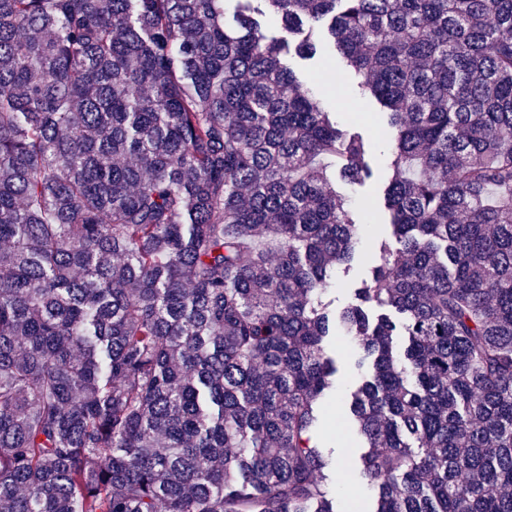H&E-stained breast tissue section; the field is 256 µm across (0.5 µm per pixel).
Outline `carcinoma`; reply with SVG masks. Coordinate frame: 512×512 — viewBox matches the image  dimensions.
I'll return each mask as SVG.
<instances>
[{"mask_svg": "<svg viewBox=\"0 0 512 512\" xmlns=\"http://www.w3.org/2000/svg\"><path fill=\"white\" fill-rule=\"evenodd\" d=\"M248 2L0 0V512H512V0H265L392 131L339 316L363 145ZM338 324L372 511L315 439ZM257 18L270 35L284 36L289 40L288 53L283 61L310 87L309 79L315 74L326 80L319 83V98L331 111L336 112L338 127L347 136H358L364 145V161L371 170V177L363 183L350 182L336 175L333 186L346 202L351 218L360 229L357 252L350 266L336 269V280L324 294L325 301L336 310V315L355 300L353 285L368 279L370 270L380 263L381 246L398 247L389 211L384 206L383 189L389 175L391 145L389 135L383 130L386 110L372 97L364 95L358 87L359 79L350 77L346 61L337 51L324 28L320 48L313 57H302L296 51V39L289 37L279 26L270 22L271 13L264 2H250ZM324 60H328L323 63ZM331 70V71H330ZM330 71V73H329ZM375 219L376 224L365 223Z\"/></svg>", "mask_w": 512, "mask_h": 512, "instance_id": "obj_1", "label": "carcinoma"}]
</instances>
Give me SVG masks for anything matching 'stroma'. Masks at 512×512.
<instances>
[{
    "label": "stroma",
    "mask_w": 512,
    "mask_h": 512,
    "mask_svg": "<svg viewBox=\"0 0 512 512\" xmlns=\"http://www.w3.org/2000/svg\"><path fill=\"white\" fill-rule=\"evenodd\" d=\"M283 60L302 81H309L315 74L323 76L318 92L320 99L335 112L340 129L361 139L364 161L371 170L370 178L361 183L341 178L333 181L337 194L345 200L360 229L353 262L337 268L336 278L324 294L331 308L340 311L354 304L353 287L369 278L371 269L380 262L382 247L396 245L390 214L383 200L392 142L383 130V107L362 93L357 78L349 75L345 60L329 39H322L314 56H300L292 48L284 54ZM320 434L332 445L336 457V466L328 480L330 488L347 486L363 499H372L373 487L359 467L361 443L352 435L342 405L330 410Z\"/></svg>",
    "instance_id": "obj_1"
}]
</instances>
